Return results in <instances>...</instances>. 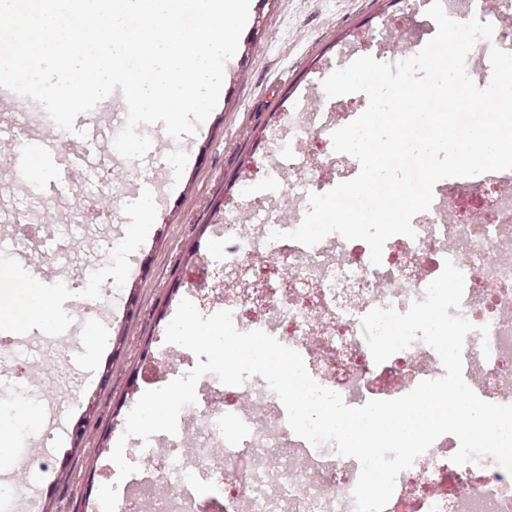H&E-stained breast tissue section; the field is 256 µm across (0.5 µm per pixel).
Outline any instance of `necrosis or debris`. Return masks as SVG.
Masks as SVG:
<instances>
[{"instance_id":"necrosis-or-debris-1","label":"necrosis or debris","mask_w":512,"mask_h":512,"mask_svg":"<svg viewBox=\"0 0 512 512\" xmlns=\"http://www.w3.org/2000/svg\"><path fill=\"white\" fill-rule=\"evenodd\" d=\"M298 105L299 112L284 116L288 137L276 163L243 185L237 208L224 216L223 268L231 276L223 306L238 330H263L299 352L312 378L347 405L403 396L443 376L438 355L417 342L375 363L361 318L376 307L407 311L449 259L465 277L461 313L476 328L490 327L488 337L476 330L466 336L464 378L482 399L512 404V171L440 181L431 208L412 220L415 238H390L377 266L366 243L335 234L312 247L273 241L271 231L301 223L309 193L319 192L324 179L338 182L359 171L352 156L305 151L307 98ZM282 163L302 171L284 191L291 204L285 216L254 206ZM196 393L177 435H154L140 450L139 473L119 485L120 512H354L357 460L295 435L261 376L227 386L211 375ZM458 448L456 437H439L399 475L385 512H512V475L489 456L455 464ZM285 454L294 465L272 469Z\"/></svg>"}]
</instances>
